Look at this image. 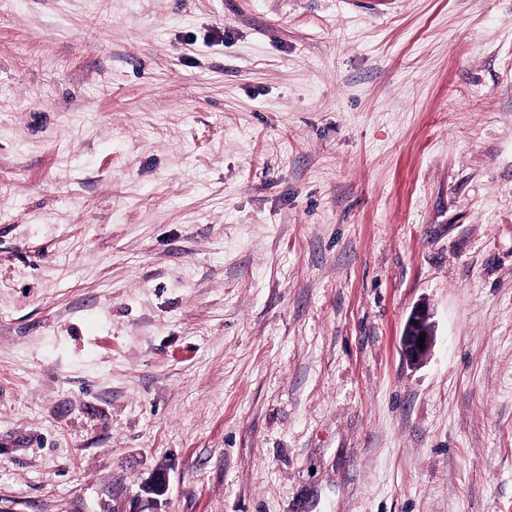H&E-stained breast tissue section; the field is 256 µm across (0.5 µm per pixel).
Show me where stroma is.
I'll return each mask as SVG.
<instances>
[{
    "label": "stroma",
    "mask_w": 512,
    "mask_h": 512,
    "mask_svg": "<svg viewBox=\"0 0 512 512\" xmlns=\"http://www.w3.org/2000/svg\"><path fill=\"white\" fill-rule=\"evenodd\" d=\"M0 512H512V0H0ZM429 312L423 307H416L407 322L401 344L404 359L417 364L424 359L432 345V333L429 323ZM424 335V348H419V337Z\"/></svg>",
    "instance_id": "stroma-1"
}]
</instances>
